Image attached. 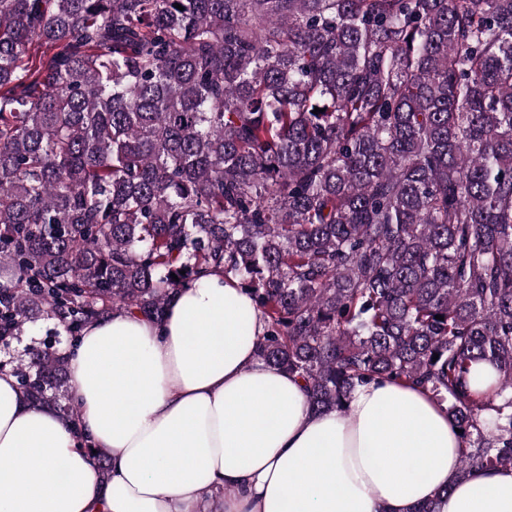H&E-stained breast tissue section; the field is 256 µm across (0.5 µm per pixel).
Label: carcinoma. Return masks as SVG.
<instances>
[{
	"label": "carcinoma",
	"instance_id": "cac0c4a2",
	"mask_svg": "<svg viewBox=\"0 0 512 512\" xmlns=\"http://www.w3.org/2000/svg\"><path fill=\"white\" fill-rule=\"evenodd\" d=\"M219 270L312 411L410 383L512 466V0H0V344ZM5 371L112 472L66 353ZM497 378V371L493 365L481 363L476 367V378L471 383V389L476 396H485L494 390Z\"/></svg>",
	"mask_w": 512,
	"mask_h": 512
}]
</instances>
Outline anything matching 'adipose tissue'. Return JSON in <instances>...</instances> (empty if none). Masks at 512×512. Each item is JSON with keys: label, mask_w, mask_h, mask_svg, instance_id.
<instances>
[{"label": "adipose tissue", "mask_w": 512, "mask_h": 512, "mask_svg": "<svg viewBox=\"0 0 512 512\" xmlns=\"http://www.w3.org/2000/svg\"><path fill=\"white\" fill-rule=\"evenodd\" d=\"M261 314L213 271L163 322L117 311L68 361L79 427L112 458L101 479L50 407L0 374V512H512V467L458 479L462 441L417 386L373 382L347 412H311L303 384L256 356ZM448 494L437 497L438 489Z\"/></svg>", "instance_id": "1"}]
</instances>
